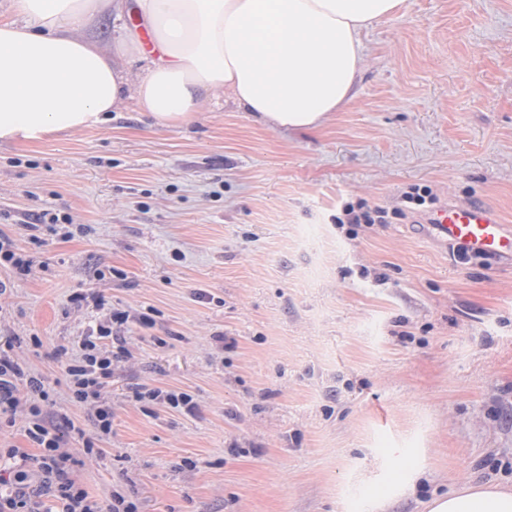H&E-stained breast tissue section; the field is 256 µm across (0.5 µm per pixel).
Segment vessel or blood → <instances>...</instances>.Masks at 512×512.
I'll list each match as a JSON object with an SVG mask.
<instances>
[{"label":"vessel or blood","mask_w":512,"mask_h":512,"mask_svg":"<svg viewBox=\"0 0 512 512\" xmlns=\"http://www.w3.org/2000/svg\"><path fill=\"white\" fill-rule=\"evenodd\" d=\"M439 245L465 249L467 257L512 259V226L478 203L444 202L424 217Z\"/></svg>","instance_id":"obj_1"}]
</instances>
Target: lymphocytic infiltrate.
Masks as SVG:
<instances>
[{
  "instance_id": "obj_1",
  "label": "lymphocytic infiltrate",
  "mask_w": 512,
  "mask_h": 512,
  "mask_svg": "<svg viewBox=\"0 0 512 512\" xmlns=\"http://www.w3.org/2000/svg\"><path fill=\"white\" fill-rule=\"evenodd\" d=\"M112 320V325L98 326L94 335L85 337L66 366L70 400L94 423L96 438L112 433L108 385L119 355L110 338L114 326L126 325L129 317L117 313ZM15 343L11 336L0 345V416L24 415L25 434L40 453L7 449L10 465L0 467V512H137V504L118 492L106 505L92 499L74 478L69 438L81 439L87 455L95 454L96 438H87L73 420L54 411L43 377L27 368Z\"/></svg>"
}]
</instances>
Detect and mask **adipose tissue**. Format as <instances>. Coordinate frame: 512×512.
I'll use <instances>...</instances> for the list:
<instances>
[{"label":"adipose tissue","mask_w":512,"mask_h":512,"mask_svg":"<svg viewBox=\"0 0 512 512\" xmlns=\"http://www.w3.org/2000/svg\"><path fill=\"white\" fill-rule=\"evenodd\" d=\"M403 0H9L0 17V143L34 145L96 128L126 100L160 127L194 121L230 94L281 132L316 131L355 98L363 32ZM109 12L116 49L89 33ZM137 26H127L129 17ZM143 61L140 73L120 60ZM429 512H512V493L469 484Z\"/></svg>","instance_id":"obj_1"}]
</instances>
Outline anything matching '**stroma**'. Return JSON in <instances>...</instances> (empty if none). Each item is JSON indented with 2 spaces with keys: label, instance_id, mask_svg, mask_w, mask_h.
Returning <instances> with one entry per match:
<instances>
[{
  "label": "stroma",
  "instance_id": "35a3bbf8",
  "mask_svg": "<svg viewBox=\"0 0 512 512\" xmlns=\"http://www.w3.org/2000/svg\"><path fill=\"white\" fill-rule=\"evenodd\" d=\"M363 39L356 99L316 132L227 95L186 126L130 100L100 127L0 145V237L32 262L4 278L0 336L83 428L56 351L131 316L112 434L74 468L93 498L427 512L468 483L512 491V262L457 260L408 220L342 221L418 185L512 225V0H405ZM42 213L71 238L32 228ZM140 399L148 398L150 401L163 403L169 408L193 412L195 404L193 397L187 392L177 390L149 389L138 396Z\"/></svg>",
  "mask_w": 512,
  "mask_h": 512
}]
</instances>
